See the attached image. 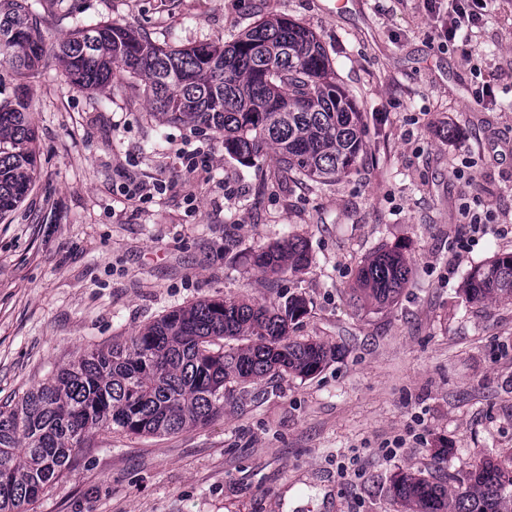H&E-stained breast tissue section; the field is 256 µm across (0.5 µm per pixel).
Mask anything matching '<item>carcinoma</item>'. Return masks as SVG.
<instances>
[{
	"mask_svg": "<svg viewBox=\"0 0 512 512\" xmlns=\"http://www.w3.org/2000/svg\"><path fill=\"white\" fill-rule=\"evenodd\" d=\"M45 45L22 0H0V65L15 80L38 69ZM57 60L83 90L103 89L116 73L139 79L152 116L224 135V150L251 164L273 151L284 171L318 189L364 161L363 113L336 74L318 37L286 17L263 19L231 42L161 47L115 23L76 28ZM28 99L0 102V218L22 203L37 169ZM267 278L308 266L297 236L251 255ZM401 248L377 249L358 268L353 300L394 303L410 281ZM472 303L512 300V253L471 267ZM307 313L292 296L280 307L257 300L203 299L174 308L137 334L91 345L13 404L0 406V512H30L61 479L95 433L172 435L224 415L233 388L266 377L315 375L336 351L290 335ZM404 512H512V449L473 466L462 483L420 473L390 486Z\"/></svg>",
	"mask_w": 512,
	"mask_h": 512,
	"instance_id": "1",
	"label": "carcinoma"
}]
</instances>
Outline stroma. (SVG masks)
Masks as SVG:
<instances>
[{"instance_id":"1","label":"stroma","mask_w":512,"mask_h":512,"mask_svg":"<svg viewBox=\"0 0 512 512\" xmlns=\"http://www.w3.org/2000/svg\"><path fill=\"white\" fill-rule=\"evenodd\" d=\"M345 2L27 0L50 51L88 23L187 47L295 20L319 37L367 142L358 172L318 192L273 155L245 166L222 134L159 123L139 80L99 92L52 64L29 76L37 173L0 219V406L86 346L201 299L303 297L296 336L338 351L312 377L234 393L204 427L99 432L36 512H402L397 474L450 482L512 448V301L463 293L473 265L512 253V0H488L477 36L453 49L426 0ZM183 150L206 163L186 174ZM130 173L147 186L133 199ZM466 207L491 214L486 233ZM295 234L304 270L273 284L245 262ZM399 245L413 276L398 303L354 306L358 266Z\"/></svg>"}]
</instances>
